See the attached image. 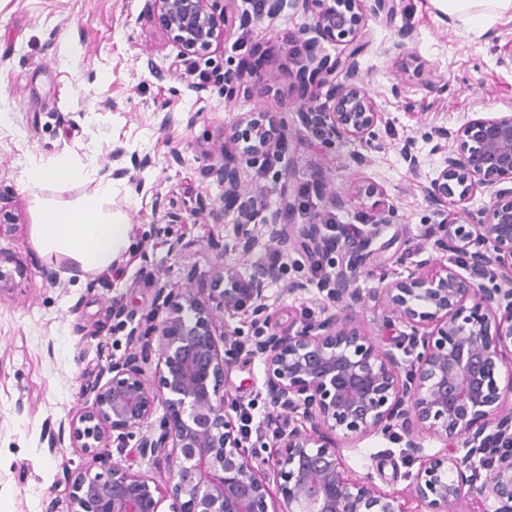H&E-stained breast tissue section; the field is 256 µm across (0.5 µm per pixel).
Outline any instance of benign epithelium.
<instances>
[{
    "mask_svg": "<svg viewBox=\"0 0 512 512\" xmlns=\"http://www.w3.org/2000/svg\"><path fill=\"white\" fill-rule=\"evenodd\" d=\"M150 2L186 61L206 56L225 35V16L213 0ZM366 2L254 0L258 18L301 8L311 12L314 31L344 43L340 56H324L313 68L320 85L330 88L332 110L317 111L311 99L300 109L330 122L335 134L364 143L375 137L381 113L356 83L360 23L387 0H373L370 9ZM448 140L444 167L429 189L440 218L431 247L466 263L385 288L410 328L402 339L404 356L380 348L361 326V298L346 288L344 273L328 289L336 312L286 335L259 331L255 353L267 367L270 400L301 417V424L275 432L276 491L258 452L244 445L232 416L238 409L225 402L226 356L235 351L238 331L226 323L216 334L212 297L189 287L170 295L161 286L157 301L166 316L130 330L140 357L108 365L111 377L93 387L92 405L49 435V451L67 443L90 456L84 468L67 475L68 512H159L165 494L152 478L118 463L93 472L96 450L111 447L112 432L122 441L135 436L159 406L165 410L159 433L140 435L137 448L144 458L166 460L177 512H407L371 476L351 477L339 449L321 443L324 429L340 430L346 439L399 429L415 458L425 429L448 445L445 454L420 460L410 475L411 492L426 512H459L471 492L492 502L491 512H512V187L492 192L475 213L467 206L481 188L512 184V113L470 119L448 132ZM242 216L226 251L254 241L252 219ZM320 220L316 213L297 230L302 249L319 250L327 240ZM461 266L469 275L458 271ZM266 301L264 279L257 278L247 288L223 290L220 312L232 318L248 308L255 324H264ZM155 346L161 359L157 391L139 366ZM500 367L506 371L503 392L495 378ZM482 468L488 472L483 480Z\"/></svg>",
    "mask_w": 512,
    "mask_h": 512,
    "instance_id": "7a95c632",
    "label": "benign epithelium"
}]
</instances>
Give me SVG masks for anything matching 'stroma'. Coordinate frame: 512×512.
Masks as SVG:
<instances>
[{
    "label": "stroma",
    "mask_w": 512,
    "mask_h": 512,
    "mask_svg": "<svg viewBox=\"0 0 512 512\" xmlns=\"http://www.w3.org/2000/svg\"><path fill=\"white\" fill-rule=\"evenodd\" d=\"M310 22V14L287 7L234 28L189 71L148 0H0V96L12 108L10 122L0 124V199L13 216L0 224L7 276L0 286V512H45L50 500L67 512L66 474L88 458L69 447L49 453L42 435L84 410L108 364L134 352L131 321L114 319L113 306L141 318L160 285L208 294L218 271L250 280L275 251L283 270L266 284L269 328L285 333L303 318L325 317L326 293L311 280L306 256L293 250L287 225L257 224L254 244L225 251L239 216L225 209L224 186L212 172L222 159L233 163L242 198L272 212L281 206L272 190L281 173L295 184L321 179L326 196L314 211L371 232L379 256L349 283L362 296L360 320L381 348L398 345L406 327L387 321L379 287L435 268L428 234L437 217L428 188L445 156L438 133L512 110V15L485 30L450 20L431 0H387L384 10L368 13L360 77L382 120L367 145L317 135L302 117L306 94L322 107L328 90H306L299 70L310 58L342 51L340 42L310 32ZM404 28V50L391 52ZM66 43L79 47L76 58H62ZM228 70L241 77L225 97L218 88ZM266 112L287 144L270 161L235 142L248 120ZM407 139L419 167L403 157ZM359 154L367 164L354 163ZM60 159L86 169L88 179L33 191L27 169ZM107 165L126 171L112 182V206L130 223L119 273L71 276L66 262L48 266L30 241L34 195L64 202L92 193ZM334 194L342 198L336 207L327 201ZM391 206L396 216L381 221ZM174 213L182 223H171ZM251 320L243 312L232 321L240 345L224 391L250 405L254 420L297 422L296 413L270 403ZM325 441L339 448L352 477L372 476L408 512H419L409 480L419 464L403 456V441L378 433L352 442L338 431ZM115 462L168 485L166 464L141 457L133 441L112 443L95 469Z\"/></svg>",
    "instance_id": "35a3bbf8"
}]
</instances>
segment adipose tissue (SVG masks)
<instances>
[{"label":"adipose tissue","mask_w":512,"mask_h":512,"mask_svg":"<svg viewBox=\"0 0 512 512\" xmlns=\"http://www.w3.org/2000/svg\"><path fill=\"white\" fill-rule=\"evenodd\" d=\"M442 14L482 29L512 12V0H432ZM112 187L103 183L71 201L35 197L32 244L50 264L68 260L83 273L112 269L127 246L126 213L113 210Z\"/></svg>","instance_id":"ef3b65f1"}]
</instances>
